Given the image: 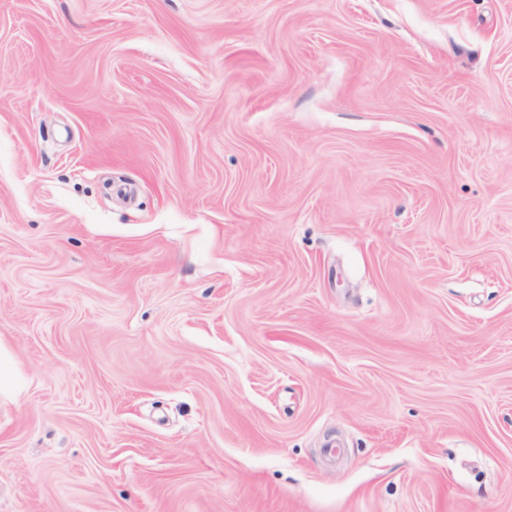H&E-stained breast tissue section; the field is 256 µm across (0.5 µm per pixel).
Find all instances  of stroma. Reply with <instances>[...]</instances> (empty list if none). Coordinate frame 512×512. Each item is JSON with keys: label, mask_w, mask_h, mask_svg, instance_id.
<instances>
[{"label": "stroma", "mask_w": 512, "mask_h": 512, "mask_svg": "<svg viewBox=\"0 0 512 512\" xmlns=\"http://www.w3.org/2000/svg\"><path fill=\"white\" fill-rule=\"evenodd\" d=\"M0 512H512V0H0ZM24 385L22 374L3 339L0 338V395L15 396Z\"/></svg>", "instance_id": "obj_1"}]
</instances>
